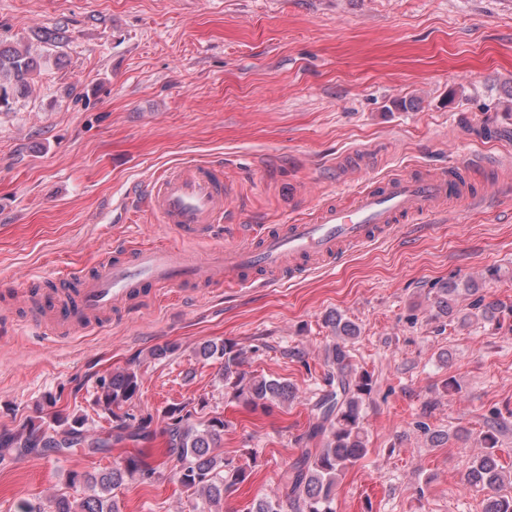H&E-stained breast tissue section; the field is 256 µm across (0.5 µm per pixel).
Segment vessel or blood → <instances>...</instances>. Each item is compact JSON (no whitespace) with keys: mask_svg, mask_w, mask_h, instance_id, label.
<instances>
[{"mask_svg":"<svg viewBox=\"0 0 512 512\" xmlns=\"http://www.w3.org/2000/svg\"><path fill=\"white\" fill-rule=\"evenodd\" d=\"M467 164L449 171L397 176L382 185L359 187L349 206L329 201L288 224L249 230L244 245L193 251L164 245L117 242L102 268H71L62 278L69 289L37 296L39 310L24 326L46 340L93 327L116 310L137 302L144 290L183 291L201 283L264 288L273 277H300L341 262L345 248L374 243L396 232L400 221L415 222L457 201L470 207L489 203L473 193ZM231 186L220 161L185 162L134 186L113 202L116 210L146 213L172 225L185 241H205L223 227Z\"/></svg>","mask_w":512,"mask_h":512,"instance_id":"obj_1","label":"vessel or blood"}]
</instances>
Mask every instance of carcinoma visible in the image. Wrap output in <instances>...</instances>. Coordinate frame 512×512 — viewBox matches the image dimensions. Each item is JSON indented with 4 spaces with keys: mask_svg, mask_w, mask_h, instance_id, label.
I'll return each mask as SVG.
<instances>
[{
    "mask_svg": "<svg viewBox=\"0 0 512 512\" xmlns=\"http://www.w3.org/2000/svg\"><path fill=\"white\" fill-rule=\"evenodd\" d=\"M62 27L40 28L34 38L41 44L58 48L64 39ZM42 56L31 48L0 44V109L8 108L13 99L25 96L35 76L40 72ZM473 297L463 322L482 320L499 322L512 315V305L499 300H486L478 294L475 283L458 288L448 281L430 289L432 307L437 316H449L457 297ZM327 326L334 341L325 351V376L328 389L315 401L318 422L309 429L305 439L319 440V448H303L288 466L286 482L288 500L293 512H336V488L339 481L365 455L366 433L363 427L364 411L373 390V376L354 367L351 344L358 338L357 326L340 314H330ZM201 357L217 359L224 367V390L232 400L253 409L270 412L276 405H287L297 398L296 387L285 379L248 375L240 370L244 352L231 340L204 345ZM95 406L112 423L116 441L146 440L152 433L151 415L131 413L132 401L140 391L141 381L131 368L115 369L96 381ZM191 403L175 404L166 411L167 422L163 434L167 436V453L174 461L173 477L186 490L200 496L199 512H213L220 506L224 492L244 483L248 471L233 460L215 454L222 433L224 418L196 417ZM507 427L500 413L493 411L484 418L479 430L483 452L476 456L465 474L466 486L484 496L483 512H512V484L499 464L498 434ZM87 444L84 419L69 418L61 412L51 416L47 427L27 423L0 435V453H25L35 448H53L58 451ZM156 470L142 458L128 456L113 464L97 477H92L91 488L101 493L81 499L60 495L54 500L52 512H117L110 495L121 486L136 479L153 478ZM247 512H281L278 500L261 497L254 499Z\"/></svg>",
    "mask_w": 512,
    "mask_h": 512,
    "instance_id": "1",
    "label": "carcinoma"
}]
</instances>
